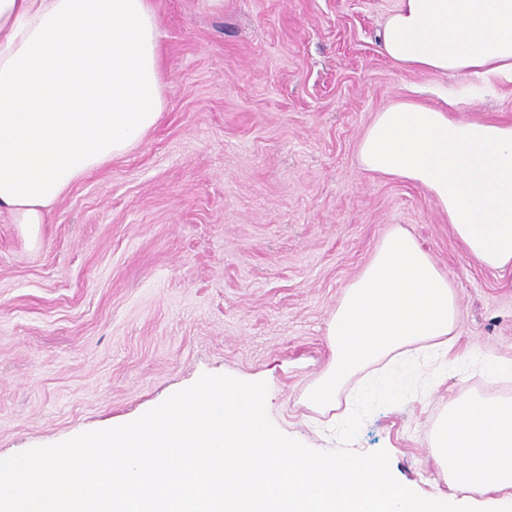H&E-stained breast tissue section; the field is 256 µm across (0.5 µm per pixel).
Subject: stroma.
<instances>
[{"mask_svg":"<svg viewBox=\"0 0 512 512\" xmlns=\"http://www.w3.org/2000/svg\"><path fill=\"white\" fill-rule=\"evenodd\" d=\"M165 109L128 154L76 183L31 241L0 215V458L134 420L205 374L263 381L270 417L310 448H338L345 388L304 393L328 367L325 330L346 285L394 226L453 288L448 348L512 360V268L471 258L418 186L365 171L376 112L456 91L408 71L378 31L397 0H151ZM462 119L512 121V84L464 98ZM376 409L351 448L386 449L394 477L455 496L431 429L463 393Z\"/></svg>","mask_w":512,"mask_h":512,"instance_id":"obj_1","label":"stroma"}]
</instances>
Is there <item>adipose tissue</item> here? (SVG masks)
Segmentation results:
<instances>
[{"mask_svg": "<svg viewBox=\"0 0 512 512\" xmlns=\"http://www.w3.org/2000/svg\"><path fill=\"white\" fill-rule=\"evenodd\" d=\"M407 70L512 83V0H398L380 32ZM164 109L150 0H0V212L37 239L77 181L129 153ZM362 167L424 189L469 256L512 268V123L463 120L414 100L376 113L358 143ZM459 315L447 278L393 227L346 287L327 325L332 366L305 397L330 408L343 386L386 361L396 372L367 397L465 374L446 359Z\"/></svg>", "mask_w": 512, "mask_h": 512, "instance_id": "ef3b65f1", "label": "adipose tissue"}]
</instances>
